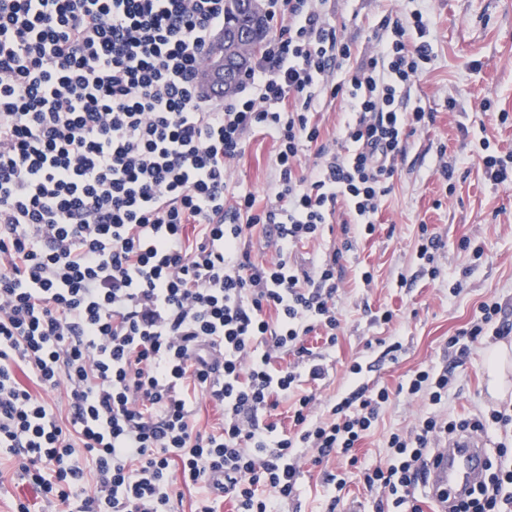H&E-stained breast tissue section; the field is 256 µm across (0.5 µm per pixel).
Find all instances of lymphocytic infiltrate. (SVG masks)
<instances>
[{
  "label": "lymphocytic infiltrate",
  "mask_w": 512,
  "mask_h": 512,
  "mask_svg": "<svg viewBox=\"0 0 512 512\" xmlns=\"http://www.w3.org/2000/svg\"><path fill=\"white\" fill-rule=\"evenodd\" d=\"M325 0H266L275 36L230 100L212 101L198 75L224 0H0V451L14 455L43 512H175L183 488L223 476L236 512H281L297 495L299 454L340 459L381 490L376 512H423L430 461L462 430L512 424L436 414L391 433L385 464L360 466L388 388L359 384L312 413L322 354L335 347L338 257L305 269L344 203L343 235H369L404 154L406 129L434 121L399 105L432 58L422 14L385 19L370 55L352 47ZM342 83H330L336 69ZM345 95V150L324 142L313 112ZM277 144L275 198L233 186L226 164L251 134ZM315 148L309 172L300 157ZM271 226L274 255L248 237ZM512 321L484 304L449 337V363L415 371L408 395L448 401L456 368L486 330ZM276 352L292 354L286 368ZM63 392L54 414L48 393ZM297 393L292 427L273 420ZM220 406L213 431L191 421L200 399ZM507 446L487 480L454 512H512ZM97 488L79 493L87 474Z\"/></svg>",
  "instance_id": "f902f5d3"
}]
</instances>
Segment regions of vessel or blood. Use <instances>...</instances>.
Instances as JSON below:
<instances>
[{
    "instance_id": "obj_1",
    "label": "vessel or blood",
    "mask_w": 512,
    "mask_h": 512,
    "mask_svg": "<svg viewBox=\"0 0 512 512\" xmlns=\"http://www.w3.org/2000/svg\"><path fill=\"white\" fill-rule=\"evenodd\" d=\"M431 469L433 495L457 500L467 495L481 480L486 456V441L476 434H460L451 439L447 449L438 451Z\"/></svg>"
}]
</instances>
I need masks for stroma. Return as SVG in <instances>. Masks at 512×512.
Returning <instances> with one entry per match:
<instances>
[{
    "label": "stroma",
    "mask_w": 512,
    "mask_h": 512,
    "mask_svg": "<svg viewBox=\"0 0 512 512\" xmlns=\"http://www.w3.org/2000/svg\"><path fill=\"white\" fill-rule=\"evenodd\" d=\"M326 9L358 51L369 48L386 16L417 12L433 46L432 60L405 104L433 112L435 121L408 133L373 234L358 237L340 260L336 314L342 329L335 348L326 350L328 374L316 387L319 415L357 382L392 390L358 451L360 463L373 465L384 461L390 433L409 432L430 411L399 392V385L418 368L446 360L449 337L467 328L482 304L498 303L502 316L512 320V186L485 180L472 161L485 139L500 152L512 151V0H327ZM501 111L509 112L507 122L499 121ZM276 148L271 137H255L228 165L233 182L263 203L274 192ZM445 161L456 166L449 183L439 173ZM422 224L445 244L430 266L416 257ZM385 310L394 314L391 323L375 317ZM394 338L402 348L390 356L386 347ZM503 341L512 345V335L471 344L440 414H512V391L495 397L487 387L490 356ZM356 361L363 364L358 377L349 372ZM301 469L299 502L283 510L320 512L322 469L306 458ZM20 500L33 504L37 498L21 479L15 457L0 452V512H13Z\"/></svg>",
    "instance_id": "obj_1"
}]
</instances>
